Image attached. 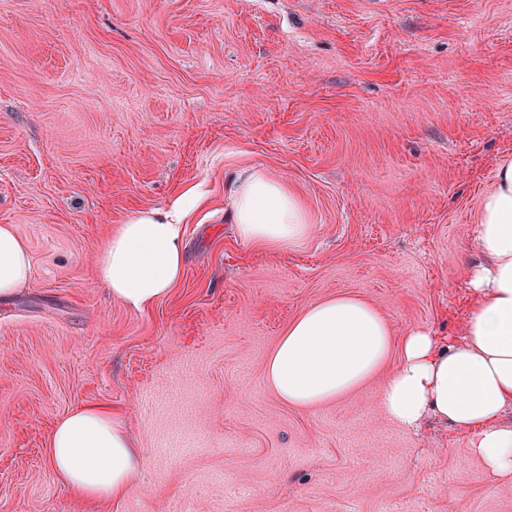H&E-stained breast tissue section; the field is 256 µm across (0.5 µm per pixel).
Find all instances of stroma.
I'll return each instance as SVG.
<instances>
[{
  "instance_id": "1",
  "label": "stroma",
  "mask_w": 512,
  "mask_h": 512,
  "mask_svg": "<svg viewBox=\"0 0 512 512\" xmlns=\"http://www.w3.org/2000/svg\"><path fill=\"white\" fill-rule=\"evenodd\" d=\"M512 155V0H0V224L31 283L0 304V512H512L469 432L384 413L382 375L297 409L265 360L305 305L375 304L461 338L480 195ZM287 181L297 248L241 243L235 176ZM183 209L182 281L153 308L95 276L135 211ZM125 414L119 501L74 497L56 420Z\"/></svg>"
}]
</instances>
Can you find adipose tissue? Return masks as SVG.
I'll use <instances>...</instances> for the list:
<instances>
[{"label":"adipose tissue","mask_w":512,"mask_h":512,"mask_svg":"<svg viewBox=\"0 0 512 512\" xmlns=\"http://www.w3.org/2000/svg\"><path fill=\"white\" fill-rule=\"evenodd\" d=\"M232 208L245 244L281 251L309 235L304 205L287 182L262 169L238 174ZM475 248L480 260L466 270L476 302L458 343L439 347L424 330L395 339L374 304L338 295L304 306L282 331L264 365L269 390L290 406H317L361 387L398 351L381 389L386 415L404 428L433 416L472 431L470 448L485 475L512 478V425L499 422L512 408V156L499 161L480 200ZM95 271L112 298L136 310L153 307L185 271L178 225L157 209L132 213L113 228ZM30 280L27 246L1 224L0 301ZM48 452L58 477L89 501L121 498L144 464L122 415L96 403L55 424Z\"/></svg>","instance_id":"adipose-tissue-1"}]
</instances>
